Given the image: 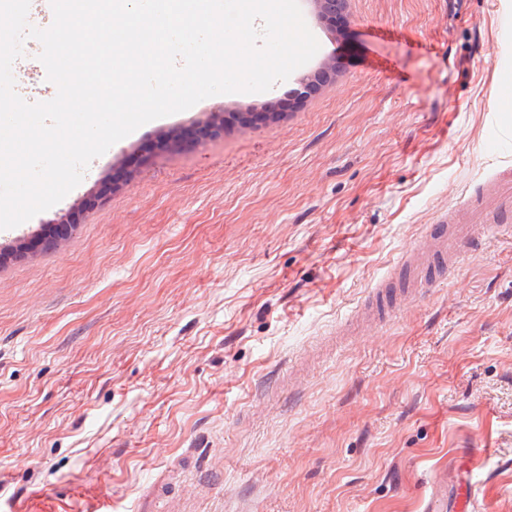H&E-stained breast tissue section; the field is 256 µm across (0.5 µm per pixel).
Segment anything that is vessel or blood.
Wrapping results in <instances>:
<instances>
[{
  "instance_id": "1",
  "label": "vessel or blood",
  "mask_w": 512,
  "mask_h": 512,
  "mask_svg": "<svg viewBox=\"0 0 512 512\" xmlns=\"http://www.w3.org/2000/svg\"><path fill=\"white\" fill-rule=\"evenodd\" d=\"M512 228V165L497 166L461 204L449 208L408 249L402 265L416 292L435 287L441 274L460 265L487 227Z\"/></svg>"
}]
</instances>
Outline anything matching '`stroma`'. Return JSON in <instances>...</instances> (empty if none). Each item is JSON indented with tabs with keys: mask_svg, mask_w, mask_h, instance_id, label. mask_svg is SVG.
<instances>
[{
	"mask_svg": "<svg viewBox=\"0 0 512 512\" xmlns=\"http://www.w3.org/2000/svg\"><path fill=\"white\" fill-rule=\"evenodd\" d=\"M299 5L326 58L144 124L0 230V512H428L448 470L512 512V236L421 296L397 267L512 163V0Z\"/></svg>",
	"mask_w": 512,
	"mask_h": 512,
	"instance_id": "35a3bbf8",
	"label": "stroma"
}]
</instances>
